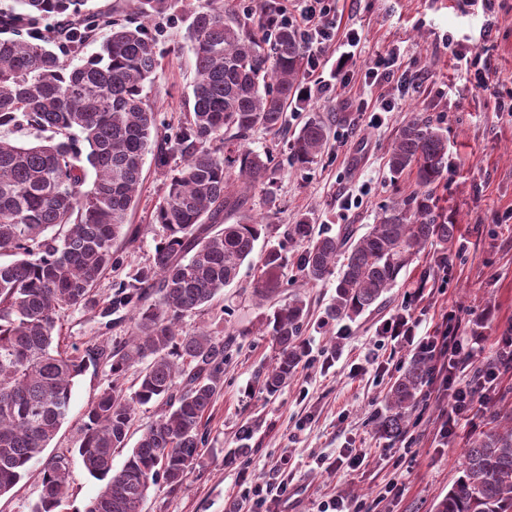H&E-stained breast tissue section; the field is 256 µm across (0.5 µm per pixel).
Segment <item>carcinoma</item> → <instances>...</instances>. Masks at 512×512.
I'll use <instances>...</instances> for the list:
<instances>
[{
	"label": "carcinoma",
	"mask_w": 512,
	"mask_h": 512,
	"mask_svg": "<svg viewBox=\"0 0 512 512\" xmlns=\"http://www.w3.org/2000/svg\"><path fill=\"white\" fill-rule=\"evenodd\" d=\"M0 10V128H32L50 136L37 144L0 139V496L32 464H41V492L30 512H57L69 494L66 455L43 458L69 414L77 377L89 365L109 367L111 380L85 411L76 451L85 470L103 482L83 512H142L149 489L181 487L199 462L203 419L224 384V357L235 331L217 340L205 331L179 333L181 320L210 305L237 278L245 261L259 275L254 294L280 288L288 257L268 243L253 259L269 228L243 214L247 192L268 193L272 154L247 147L257 128L277 134L297 103L306 50L291 27L273 36L252 14L225 15L223 0H197L187 14L186 37L194 55L192 118L169 131L146 103L145 89L158 67L156 40L144 21L169 0H135L134 16L102 21L88 0H14ZM100 50L75 64L83 48ZM329 126L304 122L289 162L303 168L324 150ZM158 165L182 159L173 170L154 220L165 236L149 265L117 285L102 306L99 277L120 268L138 231L127 227L141 183L144 156ZM399 178L415 173V189L382 208L378 222L358 240L351 232L314 231L302 220L284 236L304 243L296 268L317 283L334 273L336 296L329 321L353 319L384 300L400 273L427 244L442 245L440 263L453 260L455 225L439 210L435 190L448 176V137L430 116L412 113L400 127L387 160ZM12 260L3 261L1 257ZM104 319L126 312L130 336L110 346L63 344L62 309ZM306 303L296 296L266 319L275 355L256 382L275 395L295 373L305 348L300 340ZM148 360L136 390L124 375ZM433 373L432 355L418 351L400 369L388 392L376 433L397 441L406 433ZM160 402L157 418L129 450L123 466L113 456L127 445L138 407ZM490 427L463 449L459 475L435 512H512V410L489 413ZM253 427L241 428L231 465L252 452Z\"/></svg>",
	"instance_id": "1"
}]
</instances>
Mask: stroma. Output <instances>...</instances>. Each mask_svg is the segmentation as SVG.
I'll return each mask as SVG.
<instances>
[{"label":"stroma","instance_id":"stroma-1","mask_svg":"<svg viewBox=\"0 0 512 512\" xmlns=\"http://www.w3.org/2000/svg\"><path fill=\"white\" fill-rule=\"evenodd\" d=\"M188 8L189 0H179L151 26L161 57L149 103L173 127L189 118L194 56L184 38ZM496 9L490 28L470 0H338L339 29L324 61L302 73L303 86L326 81L330 88L287 113V135L296 134L309 117L327 121V149L302 169L285 162L287 135L255 132L249 148L272 151L279 166L271 194H250L245 210L268 224L306 219L318 230L335 234L347 228L364 235L384 204L414 187L411 174L393 178L386 159L399 126L411 113L423 112L440 121L448 137V176L436 196L456 226V255L444 271L437 247L425 246L381 305L330 324L322 316L336 294L335 279L307 285L291 265L284 287L260 301L252 295L255 271L243 265L237 282L210 308L180 325L186 335L204 330L222 339L234 329L239 336L226 353L223 390L205 418L207 438L198 465L180 489L151 488L142 512H316L320 503L339 496L351 504L379 500L380 512H434L458 475L463 448L486 430L489 412L512 409V370L501 371L488 398L474 401L468 424L444 438L438 429L450 410L448 393L434 377L403 439H381L374 429L387 390L411 355L386 334L387 321L407 316L423 336L445 332L457 342L474 343L473 364L460 375L464 381L475 380L477 369L494 359L497 339L512 332V115L495 109L496 97L512 94V0H498ZM392 50L400 69L422 70L424 81L406 91L393 83L373 85L366 76L369 64ZM459 51H477L490 60L486 86H478L456 60ZM384 97L392 99L394 111H378ZM171 173L146 154L129 216L139 238L124 267L98 280L100 302L111 298L114 281L150 262L162 236L153 215ZM296 293L308 310L302 335L306 356L294 378L269 396L253 386L255 371L274 357L263 329L275 307ZM128 331L125 324L102 328L81 310L62 314L61 335L79 349L93 338L123 343ZM109 380L104 365L79 377L68 420L46 450L70 457V496L59 512H82L102 486L73 450L85 408ZM250 421L256 424L251 454L225 466V454ZM352 448L367 454L357 469L348 465ZM393 481L402 495H385Z\"/></svg>","mask_w":512,"mask_h":512}]
</instances>
